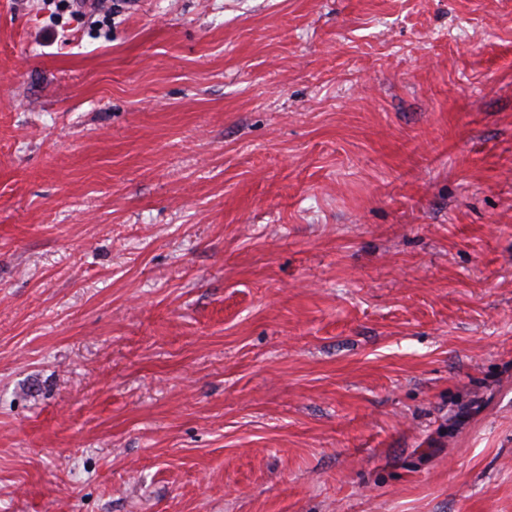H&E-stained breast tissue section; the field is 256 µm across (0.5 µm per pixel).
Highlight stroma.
<instances>
[{"label":"stroma","instance_id":"35a3bbf8","mask_svg":"<svg viewBox=\"0 0 512 512\" xmlns=\"http://www.w3.org/2000/svg\"><path fill=\"white\" fill-rule=\"evenodd\" d=\"M0 512H512V0H0Z\"/></svg>","mask_w":512,"mask_h":512}]
</instances>
